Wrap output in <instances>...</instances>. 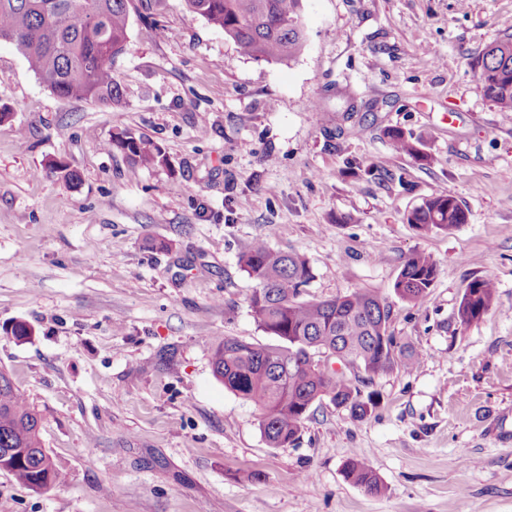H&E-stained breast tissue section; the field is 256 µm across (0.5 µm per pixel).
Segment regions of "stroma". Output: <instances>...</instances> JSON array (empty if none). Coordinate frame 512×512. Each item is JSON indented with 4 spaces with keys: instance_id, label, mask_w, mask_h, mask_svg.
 Segmentation results:
<instances>
[{
    "instance_id": "35a3bbf8",
    "label": "stroma",
    "mask_w": 512,
    "mask_h": 512,
    "mask_svg": "<svg viewBox=\"0 0 512 512\" xmlns=\"http://www.w3.org/2000/svg\"><path fill=\"white\" fill-rule=\"evenodd\" d=\"M303 5L307 45L275 63L182 0H131L112 107L58 98L0 43V368L66 474L35 491L0 471V512H512V112L471 66L512 34V0ZM123 129L166 166L108 150ZM439 193L468 223H407ZM259 239L307 259L301 300L390 299L418 354L375 377L370 416L313 406L280 448L212 367L214 338L270 341L239 262ZM418 252L437 277L414 304L393 286ZM483 276L496 300L461 324ZM354 456L383 493L346 477ZM387 136L394 152L415 157L422 162L428 161V156L420 148L421 142L412 136L406 137L398 130H389ZM496 288L495 282L489 277H478L470 281L458 309L460 322L469 324L480 319L495 301Z\"/></svg>"
}]
</instances>
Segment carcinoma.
<instances>
[{"label":"carcinoma","mask_w":512,"mask_h":512,"mask_svg":"<svg viewBox=\"0 0 512 512\" xmlns=\"http://www.w3.org/2000/svg\"><path fill=\"white\" fill-rule=\"evenodd\" d=\"M130 0H0V41L25 56L30 69L58 98L110 107L122 101L112 77V61L128 39ZM187 11L224 30L239 51L257 61L289 62L306 44L302 0H184ZM486 97L501 112H512V35L493 41L471 63ZM394 152L422 162L428 156L420 140L398 130L387 132ZM107 147L144 167L163 166L167 158L155 142L124 129ZM468 215L450 194L432 196L414 208L407 223L420 230L451 231ZM240 262L256 282L251 312L273 339L264 345L226 336L214 340L212 366L224 387L253 402L260 412V430L275 448L293 445L312 406L329 400L357 419L378 405L374 391L359 385L401 365L414 368L418 355L397 342L390 330L392 309L381 296L366 290L323 301H300V289L314 278L301 256L278 252L257 240ZM437 276L433 259L417 253L404 264L394 283L395 295L407 302L425 299ZM496 297L489 277L470 281L458 317L469 324L482 317ZM333 349L357 373L347 376L314 363L312 356ZM16 456L0 467L20 483L40 491L64 479L63 470L46 450L40 416L0 370V451ZM345 475L368 492L384 485L361 458L345 464Z\"/></svg>","instance_id":"carcinoma-1"}]
</instances>
